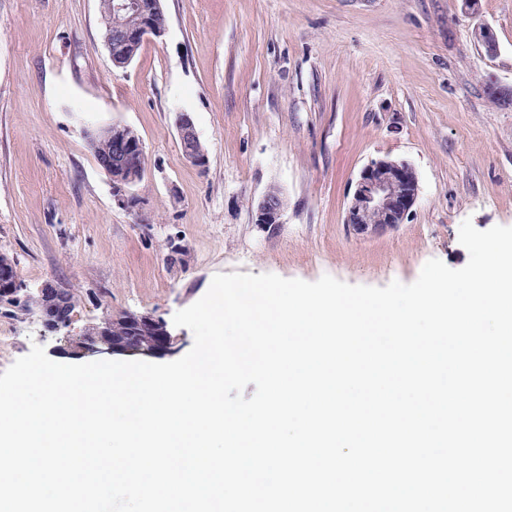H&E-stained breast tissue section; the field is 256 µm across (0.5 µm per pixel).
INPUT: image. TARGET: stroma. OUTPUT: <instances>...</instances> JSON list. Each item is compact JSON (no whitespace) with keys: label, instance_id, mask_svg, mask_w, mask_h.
Instances as JSON below:
<instances>
[{"label":"stroma","instance_id":"35a3bbf8","mask_svg":"<svg viewBox=\"0 0 512 512\" xmlns=\"http://www.w3.org/2000/svg\"><path fill=\"white\" fill-rule=\"evenodd\" d=\"M168 30L113 67L99 0H0V253L30 287L81 300L71 333L104 316L165 320L215 274L354 285L414 282L469 259L463 220L512 226V0H162ZM496 33L485 55L478 26ZM191 113L205 166L183 153ZM132 128L148 157L118 206L90 131ZM416 171L407 219L372 236L346 212L360 171ZM279 224L254 223L270 186ZM84 363L32 314H0V372L33 345Z\"/></svg>","mask_w":512,"mask_h":512}]
</instances>
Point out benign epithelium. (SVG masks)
Instances as JSON below:
<instances>
[{
    "mask_svg": "<svg viewBox=\"0 0 512 512\" xmlns=\"http://www.w3.org/2000/svg\"><path fill=\"white\" fill-rule=\"evenodd\" d=\"M134 12L140 16L138 27L118 28L105 43L124 51L138 48L150 36L161 38L167 27L155 22L163 12L161 0H108L107 13L103 20L112 23V16ZM177 132L185 157L194 164L203 162L202 146L192 117L187 113L177 115ZM144 151L141 140L131 138L117 144L116 161L129 170V175L115 192L114 199L122 207L132 202L130 189L140 180L135 165V156ZM418 193V178L415 170L406 163L381 158L371 161L359 174L347 210V223L361 235H372L404 222ZM285 207L283 197L266 193L255 204V223L269 227L280 223ZM28 287L8 271L0 272V303L19 299L26 295ZM160 345L149 354H167L176 350V335L168 323L160 319Z\"/></svg>",
    "mask_w": 512,
    "mask_h": 512,
    "instance_id": "1",
    "label": "benign epithelium"
}]
</instances>
